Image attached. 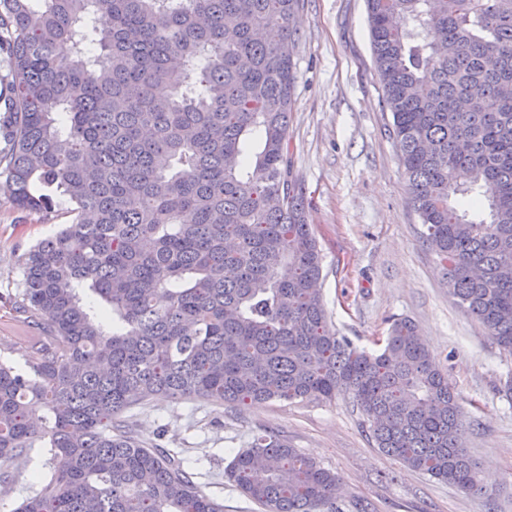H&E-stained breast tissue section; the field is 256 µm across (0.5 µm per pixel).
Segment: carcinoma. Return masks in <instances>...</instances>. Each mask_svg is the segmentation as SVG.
I'll use <instances>...</instances> for the list:
<instances>
[{
  "label": "carcinoma",
  "instance_id": "carcinoma-1",
  "mask_svg": "<svg viewBox=\"0 0 512 512\" xmlns=\"http://www.w3.org/2000/svg\"><path fill=\"white\" fill-rule=\"evenodd\" d=\"M366 2L422 237L458 305L512 355V0ZM298 4L0 0V171L21 211L75 205L23 256L9 300L38 336L26 369L0 360V477L50 454L16 512H224L120 420L159 393L229 407L348 395L383 454L483 493L465 415L415 325L395 321L376 353L328 325L288 165ZM227 476L264 512H338L337 475L273 431Z\"/></svg>",
  "mask_w": 512,
  "mask_h": 512
}]
</instances>
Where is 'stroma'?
Returning <instances> with one entry per match:
<instances>
[{"mask_svg": "<svg viewBox=\"0 0 512 512\" xmlns=\"http://www.w3.org/2000/svg\"><path fill=\"white\" fill-rule=\"evenodd\" d=\"M293 28L288 158L323 257L328 322L369 351L394 319L416 324L469 421L464 446L489 493L465 494L381 454L343 395L237 408L160 395L123 419L141 439L176 452L224 512H260L225 471L265 430L340 477V512H512V399L502 391L512 378V355L456 305L437 256L420 237L392 115L383 109L366 0H300ZM71 220L64 200L46 219L17 210L0 173V295L19 288L25 252Z\"/></svg>", "mask_w": 512, "mask_h": 512, "instance_id": "obj_1", "label": "stroma"}]
</instances>
